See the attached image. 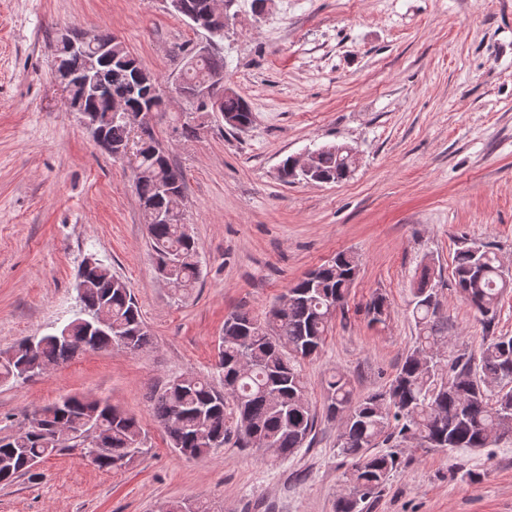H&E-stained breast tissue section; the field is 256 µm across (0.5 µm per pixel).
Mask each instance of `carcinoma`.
<instances>
[{
  "mask_svg": "<svg viewBox=\"0 0 512 512\" xmlns=\"http://www.w3.org/2000/svg\"><path fill=\"white\" fill-rule=\"evenodd\" d=\"M71 73H81L88 59L64 46L56 48ZM224 67L220 51L185 72L194 82L211 70ZM138 60L113 55L98 62L103 92L86 106L101 118L107 145L128 143L130 130L107 119L114 98L136 109L163 110L155 92L160 84L150 74L136 80ZM219 110L238 123H253L247 101L236 91L223 95ZM315 181L339 183L351 175L344 164L347 153L336 154V144L315 151ZM134 188L142 205H168L159 191L165 182L184 193L185 175L166 154L151 145L136 149ZM156 270L172 288L184 294L195 288L201 274L200 248L183 224H149ZM358 272L356 257L347 252L307 273L288 288V311L273 306L260 320L237 310L224 320L218 340V378L184 373L172 378L152 397L154 417L164 429L169 447L186 458H202L233 435L242 448L255 439L286 457L303 447L316 424L299 361L323 347L329 325L347 306ZM434 270L425 265L412 288V315L418 329L410 349L388 386L354 397L350 379L342 372L330 375L326 413L339 419L338 455L350 462L348 488L336 499V512H364L368 495L379 491L399 465L396 451L379 445L415 441L427 448H487L493 440L512 435V336H495L480 348L479 362L458 355L441 357L442 322L437 313ZM454 285L471 309L489 326L501 296L512 288L497 254L486 244L470 243L454 256ZM79 309L65 324L34 337L32 352L23 350L28 338L0 352V384L27 382L55 365H63L86 351L135 353L150 343L127 282L98 265L75 288ZM111 320L110 329L93 327L100 314ZM369 323L388 316L386 298L377 294L366 306ZM56 426L83 433L94 427L98 435L66 446L103 470H118L143 453L145 435L139 422L104 398L68 395L39 406L16 432L0 436V484L29 474L33 466L64 450L52 437Z\"/></svg>",
  "mask_w": 512,
  "mask_h": 512,
  "instance_id": "cac0c4a2",
  "label": "carcinoma"
}]
</instances>
